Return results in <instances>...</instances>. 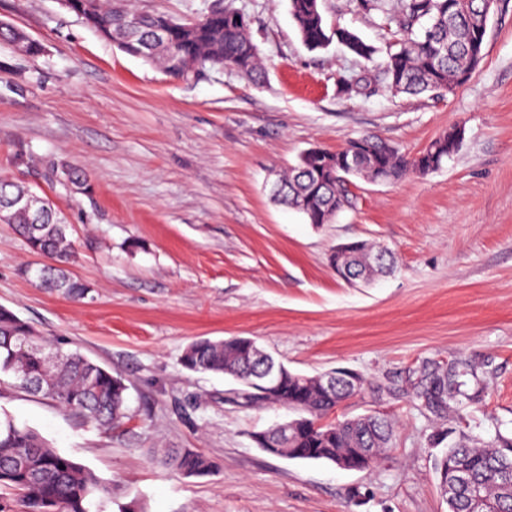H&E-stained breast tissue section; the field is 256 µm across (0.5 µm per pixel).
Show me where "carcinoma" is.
<instances>
[{"mask_svg": "<svg viewBox=\"0 0 512 512\" xmlns=\"http://www.w3.org/2000/svg\"><path fill=\"white\" fill-rule=\"evenodd\" d=\"M290 13L302 42L311 50L325 49L336 42L351 54L379 70L393 92L416 96L450 93L466 81L480 65L484 53L473 49L484 44L489 18L483 14V0H400L395 11H385L382 0H360L366 12H382V22L395 27L394 48L382 60L377 49L354 31L329 26L319 0H289ZM74 0L73 12L106 41L151 65L161 66L174 77L206 69H231L254 84L265 79L258 48L249 34L243 14L215 7L190 21H178L154 11H130L112 7V0ZM168 29V43L156 50V29ZM0 42L36 55L41 46L20 28L1 29ZM462 138L453 127L435 138L414 156L376 136L350 142L336 152L310 148L296 164L280 175L275 199L297 210L310 224H328L349 203L346 177L370 182H392L406 174H426L438 169L453 154ZM55 181L64 189L86 187L81 170L60 163L54 168ZM27 187L7 178L0 179V206ZM9 221L29 248L47 259L35 272L42 288L82 296L88 286L68 275L77 261L69 225L57 212L31 224L26 214L8 213ZM382 255L378 264L371 256ZM345 261L355 275L354 282L369 283L393 267V257L384 249L367 245L350 252ZM182 366L194 373L228 375L250 389L249 397L259 403H276L299 413L300 430L289 444L290 451L278 457L301 461H324L346 470L371 469L382 452L392 447L395 422L376 412L324 421L345 400L357 395L338 378L336 389L323 393L308 388L298 373L284 363L272 378L261 366L247 359L232 342L197 339L181 357ZM14 379V386L40 393L60 409L87 422L110 429L126 417L127 390L124 379L88 359L79 350L52 347L25 321L8 308L0 307V375ZM478 380L475 369L466 364L444 368L427 362L411 378V396L418 406L437 420L446 422L477 398L468 388ZM432 448L444 446L437 458L439 485L460 467L468 469L481 486L487 512H512V438L501 435L484 444L465 434L454 436L453 428L438 426L429 436ZM168 461L187 476L209 472L210 463L200 453L178 451ZM0 489L20 495L23 512H106L112 502V485L93 471L60 453L38 432L18 425L6 415L0 418Z\"/></svg>", "mask_w": 512, "mask_h": 512, "instance_id": "1", "label": "carcinoma"}]
</instances>
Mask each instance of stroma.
Instances as JSON below:
<instances>
[{"label": "stroma", "mask_w": 512, "mask_h": 512, "mask_svg": "<svg viewBox=\"0 0 512 512\" xmlns=\"http://www.w3.org/2000/svg\"><path fill=\"white\" fill-rule=\"evenodd\" d=\"M124 2L179 19L219 4L244 13L266 79L174 78L59 0H0V19L43 48L0 43V176L63 213L79 253L71 273L91 287L77 300L23 276L40 258L0 223V305L120 374L129 414L104 430L6 382L0 412L110 480L116 504L136 499L145 512H448L426 445L434 418L414 405L409 379L428 361L474 366L481 397L453 427L512 437V0L491 17L471 78L417 97L342 92L365 61L337 45L307 49L289 0ZM321 9L378 49L393 40L358 0ZM455 125L461 144L438 170L352 179L331 223L271 198L276 173L310 147L376 134L413 155ZM56 161L79 167L87 189L58 185ZM358 240L390 249L394 272L369 285L339 278L329 255ZM230 336L303 374H362L365 390L331 416L387 414L393 447L368 471L262 451L255 434L292 411L181 364L196 338ZM170 448L204 454L211 472L183 475L164 461Z\"/></svg>", "instance_id": "35a3bbf8"}]
</instances>
